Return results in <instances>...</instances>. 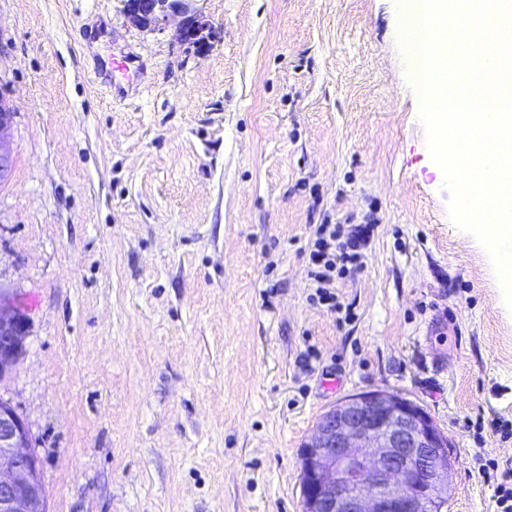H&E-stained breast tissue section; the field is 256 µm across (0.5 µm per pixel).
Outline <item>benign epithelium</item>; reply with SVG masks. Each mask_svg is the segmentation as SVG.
<instances>
[{
    "label": "benign epithelium",
    "mask_w": 512,
    "mask_h": 512,
    "mask_svg": "<svg viewBox=\"0 0 512 512\" xmlns=\"http://www.w3.org/2000/svg\"><path fill=\"white\" fill-rule=\"evenodd\" d=\"M133 26L155 29L177 21V37L195 47L213 27L195 0H123ZM15 110L0 90V183L12 166L8 141ZM26 320L12 295L0 289V380L23 351ZM304 512H446L451 463L448 438L426 410L386 390L364 391L339 402L300 450ZM0 512H49L29 428L0 397Z\"/></svg>",
    "instance_id": "obj_1"
}]
</instances>
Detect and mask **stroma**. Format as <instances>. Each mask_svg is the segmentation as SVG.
Here are the masks:
<instances>
[{
  "instance_id": "1",
  "label": "stroma",
  "mask_w": 512,
  "mask_h": 512,
  "mask_svg": "<svg viewBox=\"0 0 512 512\" xmlns=\"http://www.w3.org/2000/svg\"><path fill=\"white\" fill-rule=\"evenodd\" d=\"M196 7L215 34L189 49L121 0H0V287L28 318L0 397L50 512H304L302 444L372 389L447 436V512H496L480 466L512 459V307L450 216L407 0ZM120 55L140 76L97 83ZM368 216L347 318L305 250ZM135 62L136 61H134L133 58L127 56L121 57L119 60L116 58H109L107 62H97L94 67V73L96 78L99 79L102 84L109 85L112 88V85L115 86L112 82L114 72L117 70L128 72L131 70V66H133ZM15 110L0 88V183L5 181L12 166V153L8 141Z\"/></svg>"
}]
</instances>
